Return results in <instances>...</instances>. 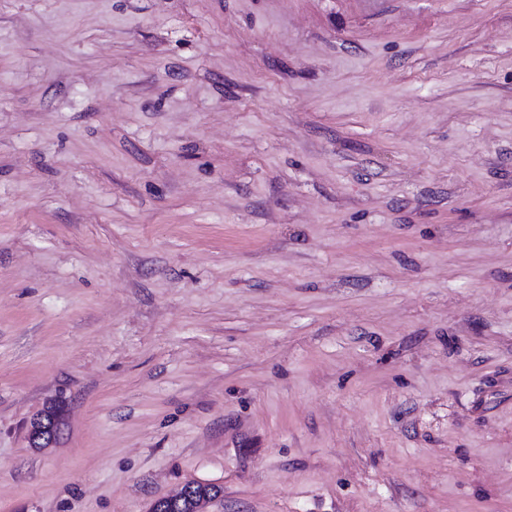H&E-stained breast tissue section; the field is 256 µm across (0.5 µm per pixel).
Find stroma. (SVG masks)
<instances>
[{
  "instance_id": "35a3bbf8",
  "label": "stroma",
  "mask_w": 512,
  "mask_h": 512,
  "mask_svg": "<svg viewBox=\"0 0 512 512\" xmlns=\"http://www.w3.org/2000/svg\"><path fill=\"white\" fill-rule=\"evenodd\" d=\"M189 482L512 512V0H0V512Z\"/></svg>"
}]
</instances>
